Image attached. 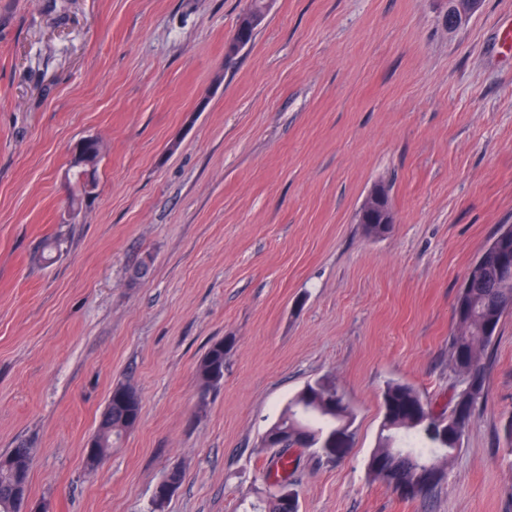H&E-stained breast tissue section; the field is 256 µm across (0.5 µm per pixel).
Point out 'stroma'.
Here are the masks:
<instances>
[{
    "instance_id": "stroma-1",
    "label": "stroma",
    "mask_w": 512,
    "mask_h": 512,
    "mask_svg": "<svg viewBox=\"0 0 512 512\" xmlns=\"http://www.w3.org/2000/svg\"><path fill=\"white\" fill-rule=\"evenodd\" d=\"M247 6L0 0V454L31 448L46 512H150L174 467L165 512H238L265 487L266 429L329 378L354 421L335 455L296 450L299 512H512V314L437 494L367 470L388 382L438 407L458 387L454 299L512 224V0L454 30L448 0H270L226 58ZM85 138L99 187L73 215ZM380 185L395 224L371 238L357 214ZM119 383L140 420L88 467ZM262 17L263 12H259L251 14L240 21L229 40L228 48L236 53L243 50L250 43L247 36L248 31L253 30L254 27L260 23ZM198 377L204 387H215L222 382H213V375L224 380V343L216 341L210 345L198 365Z\"/></svg>"
}]
</instances>
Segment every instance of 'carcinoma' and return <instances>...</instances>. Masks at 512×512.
I'll use <instances>...</instances> for the list:
<instances>
[{"label": "carcinoma", "mask_w": 512, "mask_h": 512, "mask_svg": "<svg viewBox=\"0 0 512 512\" xmlns=\"http://www.w3.org/2000/svg\"><path fill=\"white\" fill-rule=\"evenodd\" d=\"M500 245L494 237L481 251L468 276L473 287L454 302L455 331L449 358L461 376L448 405L438 408L407 383L389 382L382 393L384 417L367 469L370 477L388 489L401 483L416 488L413 497L427 499L441 487L447 463L462 447L479 403L484 399L488 349L512 299V283L495 280L484 258ZM201 384L216 386L213 376L224 378V341L210 345L198 365ZM141 405L130 385L114 386L93 438L108 451L139 421ZM352 413L336 385L321 381L306 384L288 402L281 416L262 436L263 447L276 449L265 474L266 495L249 512H284L277 489L291 487L288 473L275 467L288 459L293 448H319L328 435L348 425ZM32 449L12 448L0 454V512H20L23 501L12 500V484L28 482Z\"/></svg>", "instance_id": "cac0c4a2"}]
</instances>
